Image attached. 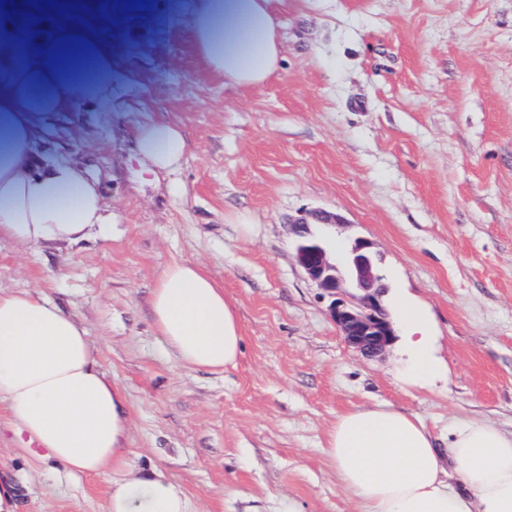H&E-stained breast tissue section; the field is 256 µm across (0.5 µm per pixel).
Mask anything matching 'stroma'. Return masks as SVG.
I'll return each instance as SVG.
<instances>
[{
    "instance_id": "stroma-1",
    "label": "stroma",
    "mask_w": 512,
    "mask_h": 512,
    "mask_svg": "<svg viewBox=\"0 0 512 512\" xmlns=\"http://www.w3.org/2000/svg\"><path fill=\"white\" fill-rule=\"evenodd\" d=\"M90 28L112 56L107 105L37 122L38 164L93 179L112 237L0 240V291H37L85 328L123 391L136 472H162L195 512H360L323 453L337 416L378 404L439 445L467 419L512 431V0H277L281 69L230 88L198 57L191 0H22ZM176 126L178 167L145 182L139 129ZM372 244L391 292L426 309L448 373L405 383L392 345L365 358L295 260L288 225ZM201 265L236 309L242 353L182 364L149 304L164 268ZM109 475H74L18 434L0 402V482L14 512H106Z\"/></svg>"
}]
</instances>
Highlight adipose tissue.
Listing matches in <instances>:
<instances>
[{
  "mask_svg": "<svg viewBox=\"0 0 512 512\" xmlns=\"http://www.w3.org/2000/svg\"><path fill=\"white\" fill-rule=\"evenodd\" d=\"M188 29L198 55L230 87H259L281 67L274 0H195ZM90 64L77 79L71 64ZM112 58L90 30L46 28L0 6V239L24 245L112 236V213L94 181L71 164L36 170L37 115L68 100L109 101ZM175 126L156 122L137 135L146 176L175 168L185 152ZM156 330L190 367L236 365L242 336L224 289L199 265L166 266L150 298ZM411 352L406 381L421 384L440 365L425 309L398 304ZM0 400L46 458L73 474H109L106 512H193L181 487L157 474L134 476L121 389L100 368L85 329L35 292H0ZM340 485L361 512H512V432L460 421L438 448L424 424L389 405L337 417L324 449Z\"/></svg>",
  "mask_w": 512,
  "mask_h": 512,
  "instance_id": "1",
  "label": "adipose tissue"
}]
</instances>
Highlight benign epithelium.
Wrapping results in <instances>:
<instances>
[{
	"instance_id": "1",
	"label": "benign epithelium",
	"mask_w": 512,
	"mask_h": 512,
	"mask_svg": "<svg viewBox=\"0 0 512 512\" xmlns=\"http://www.w3.org/2000/svg\"><path fill=\"white\" fill-rule=\"evenodd\" d=\"M344 224L334 213L319 211L312 220L289 224L299 267L332 301L330 316L346 342L367 358L384 355L396 340L387 308L388 284L379 273L372 244L357 237L342 253L311 233V224Z\"/></svg>"
}]
</instances>
